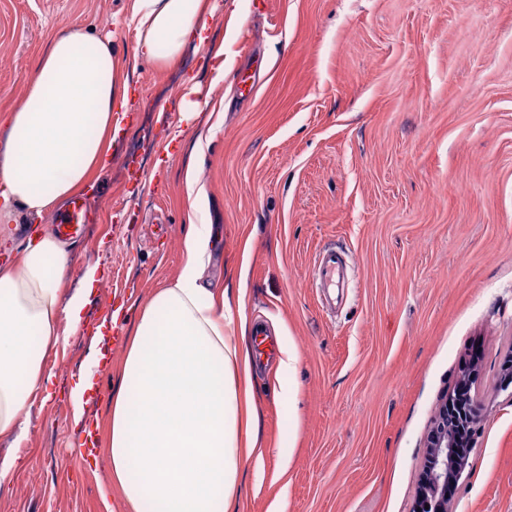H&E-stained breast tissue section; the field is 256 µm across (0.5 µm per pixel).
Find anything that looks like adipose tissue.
Segmentation results:
<instances>
[{
    "mask_svg": "<svg viewBox=\"0 0 512 512\" xmlns=\"http://www.w3.org/2000/svg\"><path fill=\"white\" fill-rule=\"evenodd\" d=\"M219 0H134V58L165 67L187 43L206 47ZM130 84L111 44L77 25L54 39L39 75L0 112V225L16 208L41 217L87 191L110 162ZM215 246L210 225L189 214L183 261L172 285L144 305L126 339L120 382L109 396L105 463L119 497L102 491L100 512H239L244 477L268 454L252 391L245 288H208L201 270ZM70 244L49 229L0 264V482L22 464L25 413L49 397L46 364L65 336L83 331L97 268L66 292Z\"/></svg>",
    "mask_w": 512,
    "mask_h": 512,
    "instance_id": "1",
    "label": "adipose tissue"
}]
</instances>
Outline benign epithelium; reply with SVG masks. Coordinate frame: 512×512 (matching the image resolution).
Returning <instances> with one entry per match:
<instances>
[{"label":"benign epithelium","instance_id":"obj_1","mask_svg":"<svg viewBox=\"0 0 512 512\" xmlns=\"http://www.w3.org/2000/svg\"><path fill=\"white\" fill-rule=\"evenodd\" d=\"M459 447L461 442L455 426L448 423V398L445 397L425 438L426 459L414 512H453V505L448 503V483L459 479L465 469Z\"/></svg>","mask_w":512,"mask_h":512}]
</instances>
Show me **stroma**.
Here are the masks:
<instances>
[{
  "mask_svg": "<svg viewBox=\"0 0 512 512\" xmlns=\"http://www.w3.org/2000/svg\"><path fill=\"white\" fill-rule=\"evenodd\" d=\"M223 2L216 83L191 46L167 68L134 61L132 0H0V111L69 25L110 38L132 107L73 241L68 288L98 266L84 332L47 359L52 395L29 409L0 512H99L123 351L95 330L119 305L135 319L177 274L191 160L218 238L204 281L244 283L249 322L299 353L296 435L274 371L253 372L270 453L240 512H411L424 436L475 347L480 428L452 501L512 512V0ZM196 82L210 97L182 131ZM329 245L350 259L332 313L310 278ZM97 352L110 365L85 413L100 452L79 459L68 393Z\"/></svg>",
  "mask_w": 512,
  "mask_h": 512,
  "instance_id": "stroma-1",
  "label": "stroma"
}]
</instances>
